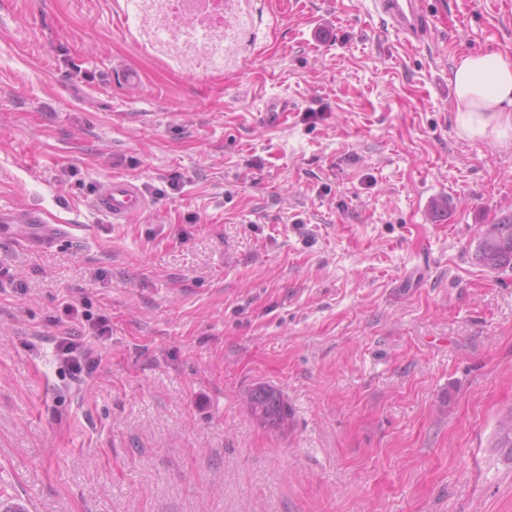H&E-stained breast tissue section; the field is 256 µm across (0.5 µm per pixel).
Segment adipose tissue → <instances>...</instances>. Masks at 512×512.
Returning a JSON list of instances; mask_svg holds the SVG:
<instances>
[{
    "instance_id": "obj_1",
    "label": "adipose tissue",
    "mask_w": 512,
    "mask_h": 512,
    "mask_svg": "<svg viewBox=\"0 0 512 512\" xmlns=\"http://www.w3.org/2000/svg\"><path fill=\"white\" fill-rule=\"evenodd\" d=\"M449 81L459 136L512 137V58L497 51L461 55Z\"/></svg>"
}]
</instances>
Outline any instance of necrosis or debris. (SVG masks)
Here are the masks:
<instances>
[{
  "label": "necrosis or debris",
  "instance_id": "1",
  "mask_svg": "<svg viewBox=\"0 0 512 512\" xmlns=\"http://www.w3.org/2000/svg\"><path fill=\"white\" fill-rule=\"evenodd\" d=\"M192 0H129L140 41L176 67L200 75L223 72L241 30L252 18L250 0H203L194 14Z\"/></svg>",
  "mask_w": 512,
  "mask_h": 512
}]
</instances>
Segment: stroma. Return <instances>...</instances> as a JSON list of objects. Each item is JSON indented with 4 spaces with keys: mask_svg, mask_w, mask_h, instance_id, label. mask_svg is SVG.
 <instances>
[{
    "mask_svg": "<svg viewBox=\"0 0 512 512\" xmlns=\"http://www.w3.org/2000/svg\"><path fill=\"white\" fill-rule=\"evenodd\" d=\"M254 2L237 61L199 77L131 37L125 0H0V207L72 227L0 239V499L512 512V270L475 258L512 214V140L460 138L448 81L464 53L512 57V15L426 0L408 47L368 0ZM114 176L149 199L126 224L93 207ZM65 332L102 351L79 380ZM259 384L288 431L249 414ZM264 111L262 116L266 123L283 125L288 121L292 107L287 98H275L266 104ZM246 404L251 416L262 426L283 429L288 425V405L279 390L258 385L248 393Z\"/></svg>",
    "mask_w": 512,
    "mask_h": 512,
    "instance_id": "obj_1",
    "label": "stroma"
}]
</instances>
